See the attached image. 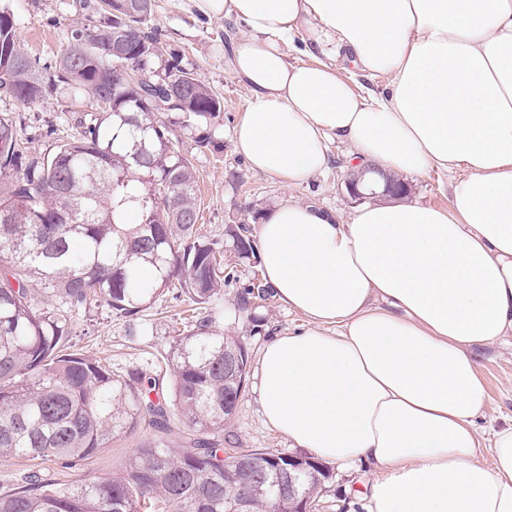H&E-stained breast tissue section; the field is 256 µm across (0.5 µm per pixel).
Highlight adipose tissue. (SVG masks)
Returning a JSON list of instances; mask_svg holds the SVG:
<instances>
[{
    "instance_id": "1",
    "label": "adipose tissue",
    "mask_w": 512,
    "mask_h": 512,
    "mask_svg": "<svg viewBox=\"0 0 512 512\" xmlns=\"http://www.w3.org/2000/svg\"><path fill=\"white\" fill-rule=\"evenodd\" d=\"M191 2L246 27L233 140L253 170L307 183L336 139L360 167L448 175L444 209L264 213L263 282L305 318L261 351L267 423L318 459L370 464L365 512H512V422L479 432L472 354L512 332V0ZM348 62L384 92L356 93Z\"/></svg>"
}]
</instances>
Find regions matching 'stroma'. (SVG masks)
Wrapping results in <instances>:
<instances>
[{
  "label": "stroma",
  "instance_id": "obj_1",
  "mask_svg": "<svg viewBox=\"0 0 512 512\" xmlns=\"http://www.w3.org/2000/svg\"><path fill=\"white\" fill-rule=\"evenodd\" d=\"M98 0H0L21 21L20 41L33 56L53 58L70 36L77 22L94 15ZM162 55L178 52L191 63L198 78L217 93L224 104L220 125L214 131L215 147L198 149L189 133L172 127L169 137L181 153L192 157L198 175V195L202 235L224 241V263L235 270V278L224 286L218 303L219 327L225 335L239 337L248 355L246 388L233 416L224 424V449L274 450L289 452L291 444L268 426L261 414L258 362L263 346L273 336L295 330L303 318L288 310L274 295H267L251 310H240L237 300L252 278L261 276L258 256L239 258L228 238L232 226L256 229L257 218L277 203L291 198L336 211L349 218L359 203L346 191L351 173L352 149L334 141L328 146V168L323 176L301 187H287L279 179L253 171L233 148L232 129L243 112L249 91L234 75L230 60L234 42L244 26L233 19L207 17L192 7L189 0H157L151 22ZM66 98L27 106L0 97V113L12 118L32 150L45 153L55 145L47 137L48 127L63 126L66 134L77 131V115L67 109ZM408 202L444 208L449 203L448 176L438 171L409 179ZM181 302L173 293L157 296L152 308L137 315L120 316L108 308L95 306L70 314L73 341L79 352L107 359L116 375L132 370L155 375L165 367L164 356L182 322ZM474 358L491 403L488 419L478 420L479 429L489 422H512V333L490 346L474 350ZM330 478L312 505L313 512H364L363 497L375 478L367 465L346 470L331 465Z\"/></svg>",
  "mask_w": 512,
  "mask_h": 512
}]
</instances>
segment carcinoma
Returning <instances> with one entry per match:
<instances>
[{"label":"carcinoma","mask_w":512,"mask_h":512,"mask_svg":"<svg viewBox=\"0 0 512 512\" xmlns=\"http://www.w3.org/2000/svg\"><path fill=\"white\" fill-rule=\"evenodd\" d=\"M154 3L140 0L131 20L128 0H99L97 17L44 63L22 50L18 17L0 7L4 95L23 106L58 95L85 105L78 135L47 155L0 116V458L80 470L116 440L144 428L159 434L110 477L83 474L54 488L32 469L25 485L0 494V512H229L242 498L249 512H306L330 478L328 469L302 474L295 494L275 497L241 483L238 465L253 464L270 484L266 456L276 452L224 457V421L244 390L248 356L239 339L216 330L210 305L234 274L224 268V241L198 232L194 164L168 137L174 123L189 132L216 125L222 104L179 56L162 58L149 26ZM121 61L144 75L162 69L174 105L161 109L149 84L124 79ZM230 237L238 257L254 253L246 228ZM170 288L198 315L170 346L169 386L137 371L115 375L72 350L71 310L103 305L133 316ZM264 293L246 286L240 308ZM230 356L232 372L224 369ZM174 416L184 427L180 448L165 440Z\"/></svg>","instance_id":"1"}]
</instances>
